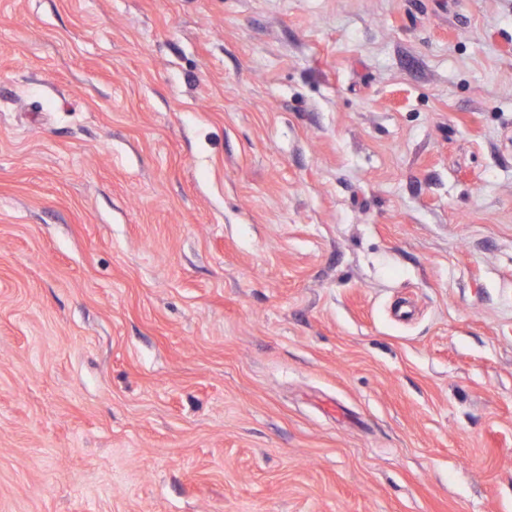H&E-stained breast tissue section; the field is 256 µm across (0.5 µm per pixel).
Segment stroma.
<instances>
[{
  "instance_id": "35a3bbf8",
  "label": "stroma",
  "mask_w": 512,
  "mask_h": 512,
  "mask_svg": "<svg viewBox=\"0 0 512 512\" xmlns=\"http://www.w3.org/2000/svg\"><path fill=\"white\" fill-rule=\"evenodd\" d=\"M0 512H512V0H0Z\"/></svg>"
}]
</instances>
